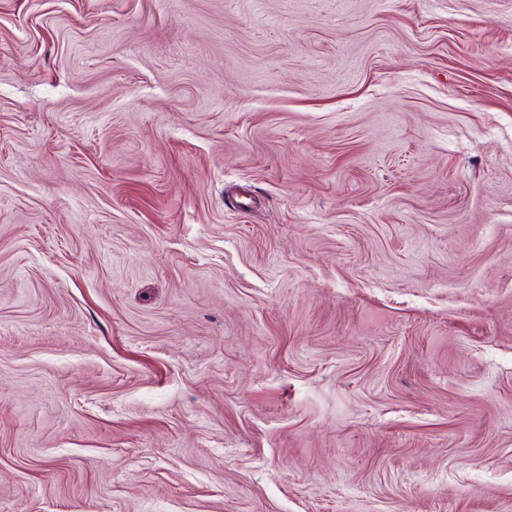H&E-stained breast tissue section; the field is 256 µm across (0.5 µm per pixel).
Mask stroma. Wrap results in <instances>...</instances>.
I'll list each match as a JSON object with an SVG mask.
<instances>
[{
	"label": "stroma",
	"mask_w": 512,
	"mask_h": 512,
	"mask_svg": "<svg viewBox=\"0 0 512 512\" xmlns=\"http://www.w3.org/2000/svg\"><path fill=\"white\" fill-rule=\"evenodd\" d=\"M0 512H512V0H0Z\"/></svg>",
	"instance_id": "35a3bbf8"
}]
</instances>
